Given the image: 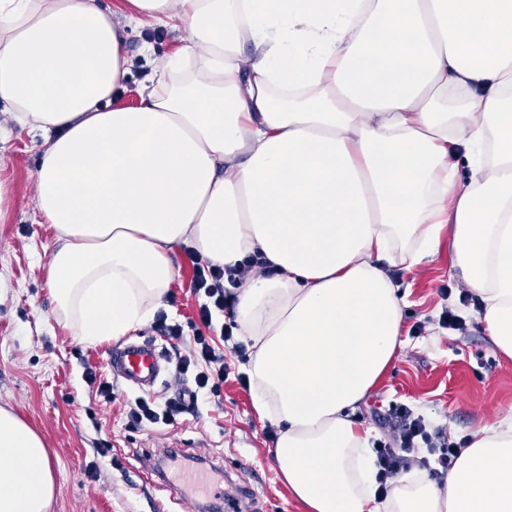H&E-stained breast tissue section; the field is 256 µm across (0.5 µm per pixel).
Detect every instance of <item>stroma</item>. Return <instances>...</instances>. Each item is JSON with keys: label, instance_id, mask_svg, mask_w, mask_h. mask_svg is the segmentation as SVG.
I'll return each mask as SVG.
<instances>
[{"label": "stroma", "instance_id": "35a3bbf8", "mask_svg": "<svg viewBox=\"0 0 512 512\" xmlns=\"http://www.w3.org/2000/svg\"><path fill=\"white\" fill-rule=\"evenodd\" d=\"M125 35L129 73L113 104L135 107L164 61L182 46L185 33L147 19L127 26ZM0 126L11 131L0 143V177L8 180L14 197L0 218V407L12 410L46 445L55 476L49 512H203L198 498L151 472L147 456L165 448L200 459L228 497L247 486L267 512H304L277 474L267 423L255 410L252 391L235 379L246 359L220 338L221 325L236 317L224 315L222 324L212 326L200 321L190 290L193 268L183 248L171 252L176 276L168 293L136 332L159 339L157 318L164 315L180 325L184 340L212 337L224 352L231 379L177 423L138 427L127 418L136 391L116 382L107 400L86 384L83 373L89 368L109 378L106 345L76 336V323L50 290L48 268L58 233L54 225L38 223L33 202L43 134L20 128L3 103ZM451 261L445 243L419 269L387 267L406 303L402 345L355 413L372 427L375 439L390 438L386 414L402 404L422 414L439 438L460 447L474 431L512 412V359L495 351L479 322L464 314L462 283L450 277ZM444 288L450 289L449 298L441 297ZM447 307L463 313V330L439 327Z\"/></svg>", "mask_w": 512, "mask_h": 512}]
</instances>
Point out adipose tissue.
<instances>
[{"label": "adipose tissue", "instance_id": "1", "mask_svg": "<svg viewBox=\"0 0 512 512\" xmlns=\"http://www.w3.org/2000/svg\"><path fill=\"white\" fill-rule=\"evenodd\" d=\"M142 16L188 33L167 70L199 66L114 108ZM0 101L45 134L48 279L85 342L150 317L176 245L224 266L261 255L272 274L239 289L236 322L306 512H512V418L381 500L354 417L401 345L385 265L418 268L442 237L512 358V0H0ZM54 491L43 439L0 408V512H48Z\"/></svg>", "mask_w": 512, "mask_h": 512}]
</instances>
